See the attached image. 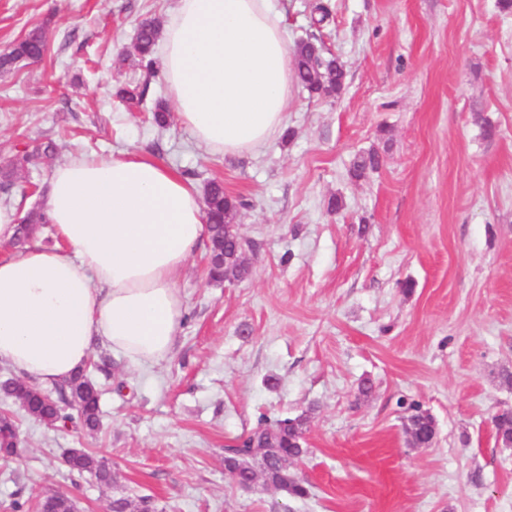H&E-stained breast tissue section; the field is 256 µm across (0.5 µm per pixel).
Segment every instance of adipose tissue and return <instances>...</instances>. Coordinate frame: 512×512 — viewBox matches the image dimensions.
Masks as SVG:
<instances>
[{
  "instance_id": "1",
  "label": "adipose tissue",
  "mask_w": 512,
  "mask_h": 512,
  "mask_svg": "<svg viewBox=\"0 0 512 512\" xmlns=\"http://www.w3.org/2000/svg\"><path fill=\"white\" fill-rule=\"evenodd\" d=\"M160 62L210 152H256L283 126L294 72L271 0H177ZM47 212L58 246L0 257V364L57 384L99 342L135 364L165 360L184 315L178 279L209 235L197 188L149 155L79 156L55 168Z\"/></svg>"
}]
</instances>
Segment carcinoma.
I'll return each instance as SVG.
<instances>
[{
    "label": "carcinoma",
    "instance_id": "obj_1",
    "mask_svg": "<svg viewBox=\"0 0 512 512\" xmlns=\"http://www.w3.org/2000/svg\"><path fill=\"white\" fill-rule=\"evenodd\" d=\"M332 19L328 4L318 0L313 4L310 30L305 37L295 43L294 67L299 84L312 96L331 97L340 95L345 82V71L339 59L320 44L319 33ZM159 26L146 21L136 37L121 57V62L130 59L151 68L157 45ZM48 39L45 29L36 26L22 39L18 40L9 52L0 55V71H8L22 59L37 60L44 56ZM119 95L129 110H134L143 101L145 90L138 85H127L120 89ZM30 161L27 153L15 156L14 163L0 169V184L13 186L19 172ZM379 165V156L373 152L357 158L351 169V175L360 178L368 169ZM205 217L210 232V277L219 282V270L226 258L241 266V275L248 273V266L241 260V252L236 248V240L228 232L226 225L234 223V217L243 202L224 192V184L213 180L205 190ZM47 223L45 214L30 211L20 219L19 233L30 237L38 226ZM0 390L13 398L24 413L48 426L66 424L75 419L82 426L94 431L99 426V393L94 383L79 372L70 381L61 386V397L46 401L44 391L36 384L15 380L4 381ZM76 404V413L69 412L71 404ZM410 415L405 423L407 442L414 448H427L432 445L436 434V423L431 414L417 403L409 405ZM307 417H285L268 421L260 420L247 435L240 437L243 448L234 446L225 448L224 466L230 473L244 476L254 472L263 481L275 488L288 492L289 496L303 499L309 495V485L300 480L289 469L292 460L300 459L307 453L305 432ZM497 438L506 446H512V411H505L495 417ZM18 452V426L14 417L8 413L0 414V455L12 457ZM64 463L70 472L93 475L97 481L110 485L115 481L112 468L98 455L84 449L71 448L64 454ZM37 512H76L74 504L57 493L44 496L38 501ZM108 512H155V506L148 497L138 500L116 498L108 506Z\"/></svg>",
    "mask_w": 512,
    "mask_h": 512
}]
</instances>
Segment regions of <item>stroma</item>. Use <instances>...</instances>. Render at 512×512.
I'll return each instance as SVG.
<instances>
[{
    "label": "stroma",
    "instance_id": "1",
    "mask_svg": "<svg viewBox=\"0 0 512 512\" xmlns=\"http://www.w3.org/2000/svg\"><path fill=\"white\" fill-rule=\"evenodd\" d=\"M327 45L343 61L334 99L293 88L284 132L221 156L195 142L161 76L119 64L141 22L176 0H0V53L45 26L48 51L0 75V156L56 145L0 203L46 207L55 164L146 153L197 188L243 199L235 222L248 274L209 281L207 245L178 288L186 313L172 353L134 365L94 345L86 366L101 423L49 427L0 392L20 454L0 460V512L43 494L79 512L148 496L156 512H512V447L494 418L512 409V9L501 0H328ZM145 87L136 112L117 92ZM380 163L353 178L359 155ZM341 207L329 208L332 198ZM107 370H98L102 355ZM370 385L361 394L362 385ZM436 422L407 444L410 403ZM308 417L295 499L242 489L224 449L260 418ZM86 448L117 474L69 476Z\"/></svg>",
    "mask_w": 512,
    "mask_h": 512
}]
</instances>
